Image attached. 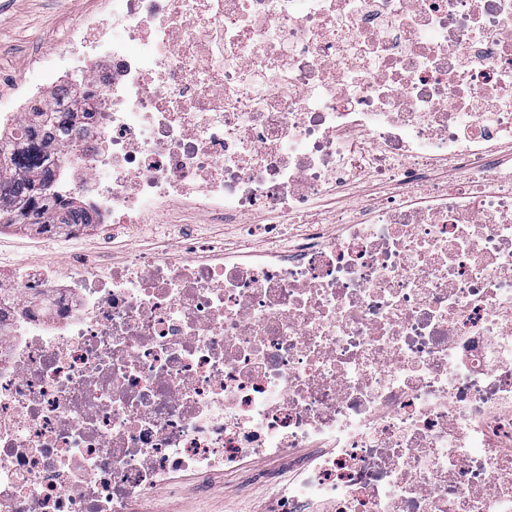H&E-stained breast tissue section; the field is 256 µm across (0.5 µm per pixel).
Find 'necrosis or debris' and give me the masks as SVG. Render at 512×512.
I'll return each mask as SVG.
<instances>
[{
	"label": "necrosis or debris",
	"mask_w": 512,
	"mask_h": 512,
	"mask_svg": "<svg viewBox=\"0 0 512 512\" xmlns=\"http://www.w3.org/2000/svg\"><path fill=\"white\" fill-rule=\"evenodd\" d=\"M49 54L0 128L93 99L103 242L238 240L0 269V512L299 451L273 512H512V0H103ZM166 222H192L200 224L201 233L206 236H229L231 229H227L224 225L208 224V218L191 212H176L172 215H167Z\"/></svg>",
	"instance_id": "4bbe7bcc"
}]
</instances>
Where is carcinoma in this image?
Returning a JSON list of instances; mask_svg holds the SVG:
<instances>
[{"label": "carcinoma", "instance_id": "1", "mask_svg": "<svg viewBox=\"0 0 512 512\" xmlns=\"http://www.w3.org/2000/svg\"><path fill=\"white\" fill-rule=\"evenodd\" d=\"M90 99L73 100L67 112H37L23 139L0 134V224L25 228H42V220L51 215L67 227L75 220L90 225L92 220L81 202L61 200L52 189L51 171L55 164L47 159L44 145L35 138L41 131L47 140L63 124V118L75 112L89 114Z\"/></svg>", "mask_w": 512, "mask_h": 512}]
</instances>
